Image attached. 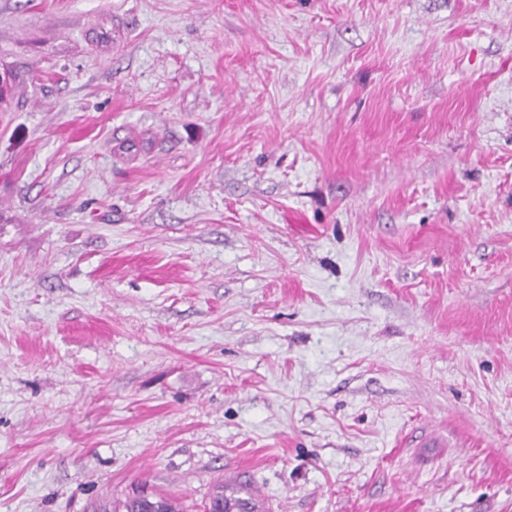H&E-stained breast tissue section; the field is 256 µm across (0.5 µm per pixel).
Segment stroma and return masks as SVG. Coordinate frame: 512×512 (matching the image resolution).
Wrapping results in <instances>:
<instances>
[{
	"instance_id": "1",
	"label": "stroma",
	"mask_w": 512,
	"mask_h": 512,
	"mask_svg": "<svg viewBox=\"0 0 512 512\" xmlns=\"http://www.w3.org/2000/svg\"><path fill=\"white\" fill-rule=\"evenodd\" d=\"M0 512H512V0H0ZM216 500V504L212 506L213 509L216 507L217 509H221L222 512H257L260 511L256 509V503L253 498L240 497V496H228L224 494V487L218 488L216 492L211 497L209 504L212 499ZM208 504V506H209ZM125 512H149L155 508H162L164 512H180L177 499L169 496L137 495L129 498L123 505Z\"/></svg>"
}]
</instances>
